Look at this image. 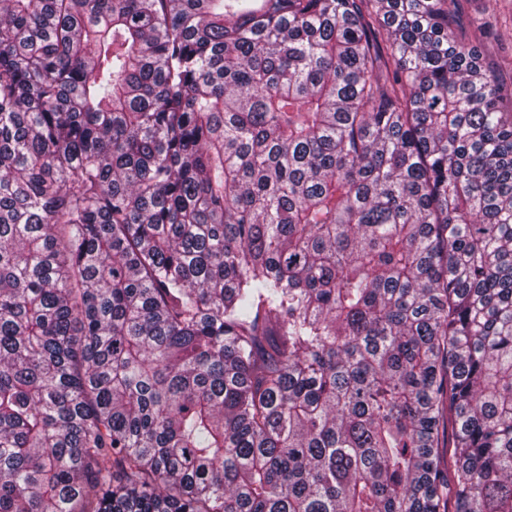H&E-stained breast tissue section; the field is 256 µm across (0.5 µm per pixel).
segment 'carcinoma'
Returning <instances> with one entry per match:
<instances>
[{"label": "carcinoma", "mask_w": 512, "mask_h": 512, "mask_svg": "<svg viewBox=\"0 0 512 512\" xmlns=\"http://www.w3.org/2000/svg\"><path fill=\"white\" fill-rule=\"evenodd\" d=\"M461 5L0 0V512H512Z\"/></svg>", "instance_id": "1"}]
</instances>
